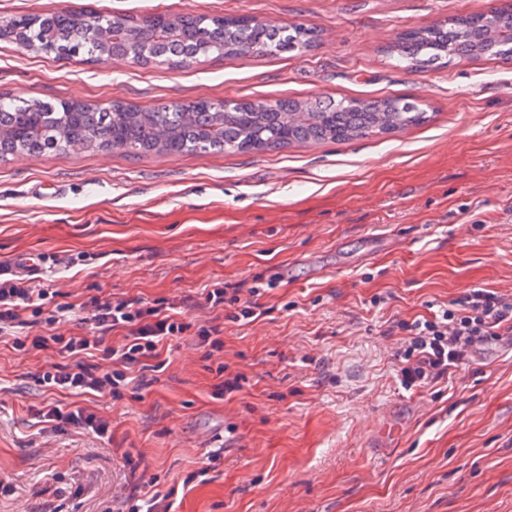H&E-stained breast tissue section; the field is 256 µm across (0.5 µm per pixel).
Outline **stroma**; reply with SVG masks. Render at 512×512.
<instances>
[{
	"mask_svg": "<svg viewBox=\"0 0 512 512\" xmlns=\"http://www.w3.org/2000/svg\"><path fill=\"white\" fill-rule=\"evenodd\" d=\"M487 0H0V25L94 9L146 18L232 15L316 27L303 53L184 67L39 55L0 41V95L154 108L174 102L409 96L431 120L384 137L235 154L73 148L0 161V264L50 256L33 277L74 295L184 298L260 286L268 316L226 323L224 360L248 381L211 396L201 352L178 341L142 401L85 396L105 441L36 434L30 360L0 342V512H105L130 481L122 450L161 487L221 460L170 512H512V345L405 391L390 326L481 285L512 294V61L409 73L400 33ZM380 304H372L373 296ZM397 439L377 437L385 420Z\"/></svg>",
	"mask_w": 512,
	"mask_h": 512,
	"instance_id": "35a3bbf8",
	"label": "stroma"
}]
</instances>
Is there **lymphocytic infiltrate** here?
Wrapping results in <instances>:
<instances>
[{
  "mask_svg": "<svg viewBox=\"0 0 512 512\" xmlns=\"http://www.w3.org/2000/svg\"><path fill=\"white\" fill-rule=\"evenodd\" d=\"M240 291L236 284L216 285L205 289L192 305L165 297L144 300L96 294L75 300L69 293L37 287L0 264V338L10 339L15 350L49 358L48 367L36 366L30 373L38 385L113 402L138 398V391L131 388L134 373L163 372L164 352L170 351L173 341L186 338L213 363V390L224 396L241 390L245 378L244 373H230L224 361L225 319L251 323L266 314L254 300L258 287H251L247 300L241 299ZM192 306L207 310V318L188 317ZM72 318L79 322L80 332L67 329ZM398 327L407 333L394 352L400 383L407 390L422 388L470 363L480 350L503 337L512 338V294L475 286L444 308L399 322ZM34 418L43 432L74 427L100 439L112 436L110 421L82 406L50 402ZM122 459L137 472L138 485L130 493H113L116 512H170L177 487L159 491L149 469L131 454H123Z\"/></svg>",
  "mask_w": 512,
  "mask_h": 512,
  "instance_id": "lymphocytic-infiltrate-1",
  "label": "lymphocytic infiltrate"
}]
</instances>
